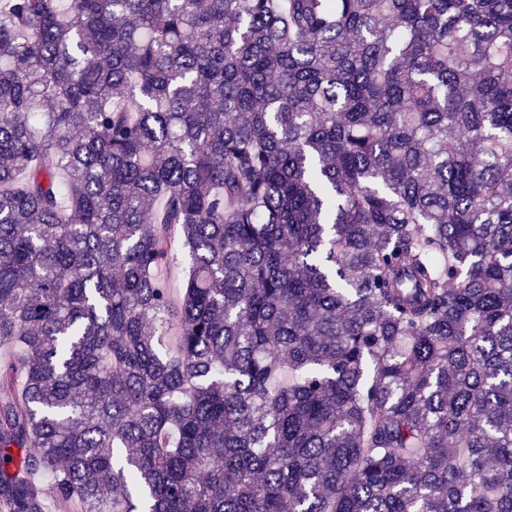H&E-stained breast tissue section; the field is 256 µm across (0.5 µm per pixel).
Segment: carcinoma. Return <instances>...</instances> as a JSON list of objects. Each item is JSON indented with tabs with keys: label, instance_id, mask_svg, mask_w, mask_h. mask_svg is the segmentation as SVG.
I'll list each match as a JSON object with an SVG mask.
<instances>
[{
	"label": "carcinoma",
	"instance_id": "1",
	"mask_svg": "<svg viewBox=\"0 0 512 512\" xmlns=\"http://www.w3.org/2000/svg\"><path fill=\"white\" fill-rule=\"evenodd\" d=\"M0 346V512H512V0H0Z\"/></svg>",
	"mask_w": 512,
	"mask_h": 512
}]
</instances>
